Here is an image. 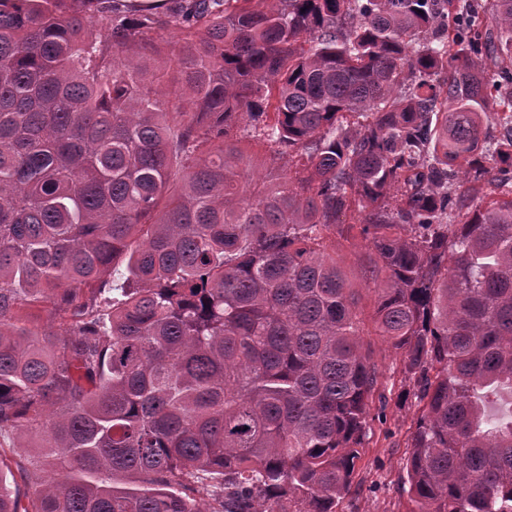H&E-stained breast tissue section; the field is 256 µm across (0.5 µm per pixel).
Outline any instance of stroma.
I'll use <instances>...</instances> for the list:
<instances>
[{"mask_svg":"<svg viewBox=\"0 0 512 512\" xmlns=\"http://www.w3.org/2000/svg\"><path fill=\"white\" fill-rule=\"evenodd\" d=\"M336 255L351 274L364 309L363 351L377 373V385L369 399V417L350 494L344 499L342 512H409L411 504L403 491L406 460L411 451L410 438L420 415L414 400L407 394L413 382L406 373L400 351L375 333L372 320L381 279H367L361 274L364 265L374 258L368 240L362 237L337 239ZM46 457L42 448H21L15 437H0V459L4 460L19 490L21 500L32 495L22 471L36 460Z\"/></svg>","mask_w":512,"mask_h":512,"instance_id":"obj_1","label":"stroma"}]
</instances>
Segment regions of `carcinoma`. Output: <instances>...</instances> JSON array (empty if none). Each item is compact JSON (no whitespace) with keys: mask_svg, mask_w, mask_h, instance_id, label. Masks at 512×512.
I'll return each mask as SVG.
<instances>
[{"mask_svg":"<svg viewBox=\"0 0 512 512\" xmlns=\"http://www.w3.org/2000/svg\"><path fill=\"white\" fill-rule=\"evenodd\" d=\"M334 234L423 402L410 512H512V0H0V437L58 461L0 512H339L377 377ZM245 136H242L243 138L241 139L242 146L250 149L251 143L253 144V142H255L257 144L256 149L262 155L261 164L264 166L258 167V171L266 181V184H269L271 181L275 183L284 181L285 179L294 176L295 171L301 168L299 157H297L294 153L292 155L284 154L273 157V154L266 144L257 141L255 138ZM33 324L38 327L53 326L56 330L64 329L68 323L67 320L63 321L57 314H55L54 307L50 303H41L31 310Z\"/></svg>","mask_w":512,"mask_h":512,"instance_id":"carcinoma-1","label":"carcinoma"}]
</instances>
